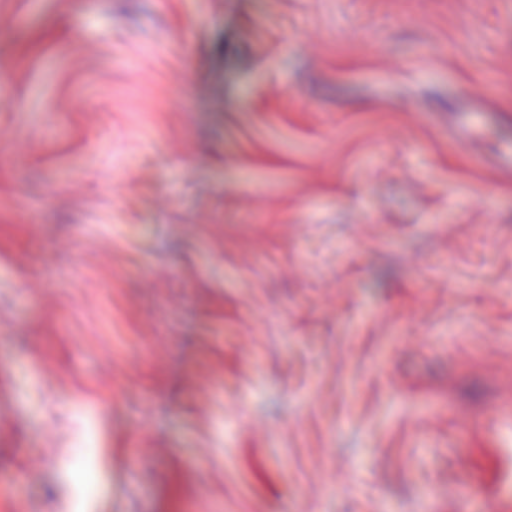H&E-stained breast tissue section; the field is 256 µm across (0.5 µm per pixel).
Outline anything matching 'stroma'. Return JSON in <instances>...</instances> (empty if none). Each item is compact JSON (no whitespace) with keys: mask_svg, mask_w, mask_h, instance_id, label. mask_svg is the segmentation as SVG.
<instances>
[{"mask_svg":"<svg viewBox=\"0 0 512 512\" xmlns=\"http://www.w3.org/2000/svg\"><path fill=\"white\" fill-rule=\"evenodd\" d=\"M511 162L512 0H0V512L512 507Z\"/></svg>","mask_w":512,"mask_h":512,"instance_id":"1","label":"stroma"}]
</instances>
